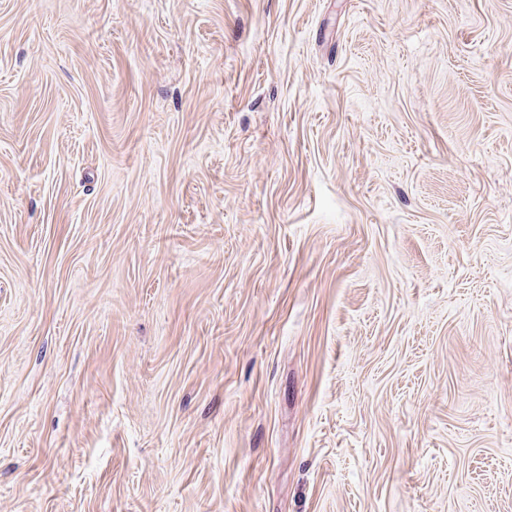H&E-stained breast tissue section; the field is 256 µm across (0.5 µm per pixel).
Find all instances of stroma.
<instances>
[{
  "label": "stroma",
  "instance_id": "35a3bbf8",
  "mask_svg": "<svg viewBox=\"0 0 512 512\" xmlns=\"http://www.w3.org/2000/svg\"><path fill=\"white\" fill-rule=\"evenodd\" d=\"M0 512H512V0H0Z\"/></svg>",
  "mask_w": 512,
  "mask_h": 512
}]
</instances>
